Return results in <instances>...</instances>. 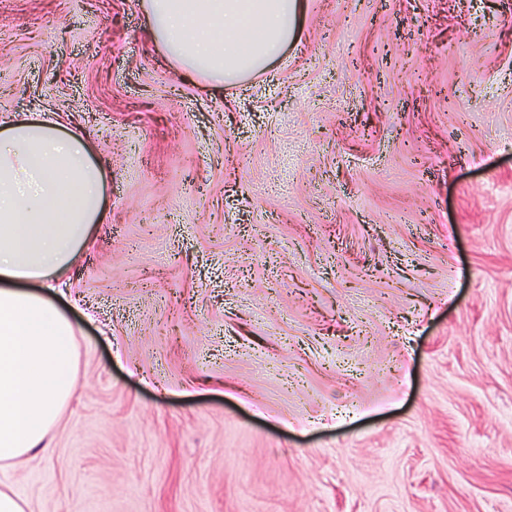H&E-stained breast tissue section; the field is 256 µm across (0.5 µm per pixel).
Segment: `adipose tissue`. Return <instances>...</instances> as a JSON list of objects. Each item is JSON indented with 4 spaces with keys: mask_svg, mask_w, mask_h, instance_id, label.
Wrapping results in <instances>:
<instances>
[{
    "mask_svg": "<svg viewBox=\"0 0 512 512\" xmlns=\"http://www.w3.org/2000/svg\"><path fill=\"white\" fill-rule=\"evenodd\" d=\"M139 6L176 71L220 91L283 53L305 0ZM106 179L80 133L0 114V461L39 447L75 391V328L51 293L107 221Z\"/></svg>",
    "mask_w": 512,
    "mask_h": 512,
    "instance_id": "obj_1",
    "label": "adipose tissue"
}]
</instances>
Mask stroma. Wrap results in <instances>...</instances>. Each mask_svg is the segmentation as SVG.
<instances>
[{"label": "stroma", "instance_id": "stroma-1", "mask_svg": "<svg viewBox=\"0 0 512 512\" xmlns=\"http://www.w3.org/2000/svg\"><path fill=\"white\" fill-rule=\"evenodd\" d=\"M2 113L108 174L23 512H512V0H308L220 95L136 0H0Z\"/></svg>", "mask_w": 512, "mask_h": 512}]
</instances>
